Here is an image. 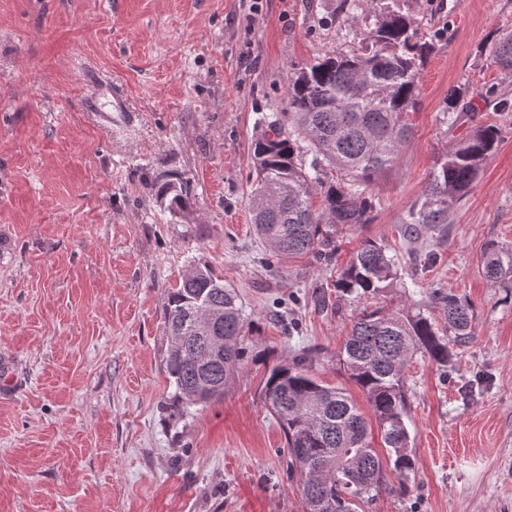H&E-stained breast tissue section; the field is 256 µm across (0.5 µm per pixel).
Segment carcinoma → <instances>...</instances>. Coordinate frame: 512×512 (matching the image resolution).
Wrapping results in <instances>:
<instances>
[{
	"instance_id": "obj_1",
	"label": "carcinoma",
	"mask_w": 512,
	"mask_h": 512,
	"mask_svg": "<svg viewBox=\"0 0 512 512\" xmlns=\"http://www.w3.org/2000/svg\"><path fill=\"white\" fill-rule=\"evenodd\" d=\"M341 8L364 20L361 46L332 51L292 66L288 121L262 117L265 129L252 145L253 184L249 210L257 235L278 259L314 254L326 263L336 254V227L371 224L380 201L371 185L399 160L412 137L403 115L416 110L421 71L435 49L401 0H343ZM497 67L512 71V33L485 48ZM512 112V100L494 85L480 93ZM475 110L465 92L448 95V128ZM500 130L478 123L440 156L428 174L419 201L403 215L404 235L416 225L448 223V215L468 193L478 171L494 153ZM320 206H315V198ZM487 278L512 286V245L488 244ZM399 276L398 260L386 245L362 241L335 286L345 294L374 297ZM431 299L445 313L439 330L421 312L384 313L364 309L354 320L339 361L362 389L379 424L387 458L400 477L414 469L405 422V372L421 354L448 367L449 344L471 338L469 301L434 286ZM169 345L165 365L178 417L194 406L224 396L239 369V339L246 323L243 303L233 288L204 267L171 289L164 308ZM224 337L222 353L201 362L209 337ZM314 354L305 351L275 365L262 388L288 448V469L300 472L304 512H353V500L383 486V462L368 439V424L343 390L322 384L311 371Z\"/></svg>"
}]
</instances>
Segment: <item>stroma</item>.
Wrapping results in <instances>:
<instances>
[{"label":"stroma","instance_id":"stroma-1","mask_svg":"<svg viewBox=\"0 0 512 512\" xmlns=\"http://www.w3.org/2000/svg\"><path fill=\"white\" fill-rule=\"evenodd\" d=\"M341 0H0V512H303L284 434L261 398L285 357L316 352L323 383L366 401L338 352L363 309L426 304L439 281L474 306L472 337L447 369H406L415 461L384 465L356 512H512V288L491 284L489 242L512 243V74L485 46L512 31V0H408L438 35L398 163L372 185L374 223L342 228L333 265L271 263L248 198L261 118L288 109L292 65L342 44ZM92 68L137 115L110 129L85 109ZM468 89L475 122L500 141L442 236L407 242L400 221L420 197L448 132L450 90ZM180 185L171 214L156 194ZM436 252L410 289L337 292V266L363 238ZM209 267L248 317L243 360L223 399L173 415L163 309L188 270Z\"/></svg>","mask_w":512,"mask_h":512}]
</instances>
